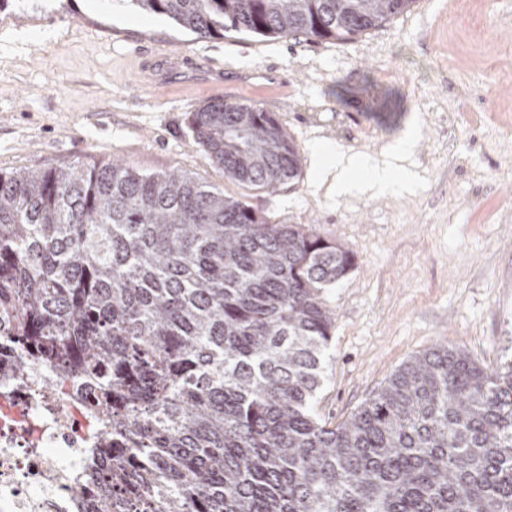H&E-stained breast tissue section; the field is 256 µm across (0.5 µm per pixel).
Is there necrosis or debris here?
Returning a JSON list of instances; mask_svg holds the SVG:
<instances>
[{
	"instance_id": "4bbe7bcc",
	"label": "necrosis or debris",
	"mask_w": 512,
	"mask_h": 512,
	"mask_svg": "<svg viewBox=\"0 0 512 512\" xmlns=\"http://www.w3.org/2000/svg\"><path fill=\"white\" fill-rule=\"evenodd\" d=\"M50 368L17 376L0 357V512H91L72 495L89 449L100 447L93 406L99 391L85 381L50 384Z\"/></svg>"
}]
</instances>
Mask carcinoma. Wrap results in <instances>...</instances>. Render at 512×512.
<instances>
[{
	"label": "carcinoma",
	"mask_w": 512,
	"mask_h": 512,
	"mask_svg": "<svg viewBox=\"0 0 512 512\" xmlns=\"http://www.w3.org/2000/svg\"><path fill=\"white\" fill-rule=\"evenodd\" d=\"M201 38L350 40L415 0H120ZM191 131L236 195L120 161L0 171V341L18 374L113 396L76 492L93 512H512V354L488 371L436 347L348 419L314 405L354 267L340 243L271 224L301 152L273 113L215 98Z\"/></svg>",
	"instance_id": "obj_1"
}]
</instances>
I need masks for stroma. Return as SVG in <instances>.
<instances>
[{
  "label": "stroma",
  "mask_w": 512,
  "mask_h": 512,
  "mask_svg": "<svg viewBox=\"0 0 512 512\" xmlns=\"http://www.w3.org/2000/svg\"><path fill=\"white\" fill-rule=\"evenodd\" d=\"M157 52L192 61L165 75L161 96L138 79ZM215 97L260 103L300 147L297 188L256 201L270 222L312 226L355 256L324 292L327 423L428 349L498 366L512 339V0H416L346 42L199 38L119 0L0 8V170L118 159L236 194L189 128ZM407 131L413 146L392 152ZM328 145L392 166L409 188L332 194L313 163Z\"/></svg>",
  "instance_id": "obj_1"
}]
</instances>
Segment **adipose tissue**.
Instances as JSON below:
<instances>
[{"mask_svg":"<svg viewBox=\"0 0 512 512\" xmlns=\"http://www.w3.org/2000/svg\"><path fill=\"white\" fill-rule=\"evenodd\" d=\"M316 166L321 177L331 179L334 190L341 195H359L369 191L392 193L405 188L406 180L398 179L388 166L364 167L362 162L334 149H326Z\"/></svg>","mask_w":512,"mask_h":512,"instance_id":"obj_1","label":"adipose tissue"}]
</instances>
